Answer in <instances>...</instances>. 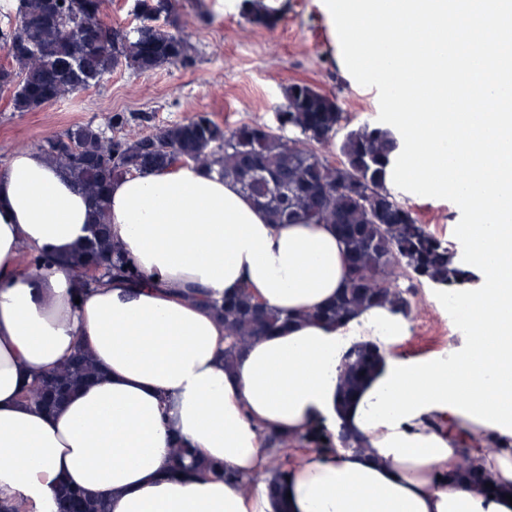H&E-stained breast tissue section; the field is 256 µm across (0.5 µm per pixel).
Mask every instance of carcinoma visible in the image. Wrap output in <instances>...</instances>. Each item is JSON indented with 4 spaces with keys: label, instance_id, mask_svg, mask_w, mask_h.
I'll list each match as a JSON object with an SVG mask.
<instances>
[{
    "label": "carcinoma",
    "instance_id": "1",
    "mask_svg": "<svg viewBox=\"0 0 512 512\" xmlns=\"http://www.w3.org/2000/svg\"><path fill=\"white\" fill-rule=\"evenodd\" d=\"M105 0H19L14 19L0 29V50L8 64L0 77L17 79L12 97L18 112L43 108L76 95L112 75L122 65L142 72L164 65L188 66L191 47L180 36L155 25L168 11L170 0H135L139 25L133 32L112 28L104 14ZM243 11L255 24L275 23L261 0H244ZM288 111L280 124H244L226 129L209 113L198 112L183 123L158 126L138 137L109 136L130 122L149 117L114 112L107 128L79 123L65 137L40 145L85 191L96 213L87 244L70 258L86 288L100 277L138 284L141 274L111 243L105 224L106 194L111 181L148 168L176 162L197 163L239 186L272 224H334L350 266L346 288L335 301L316 312L325 322H339L356 309L391 306L409 317L418 288L460 289L478 276L455 246L439 238L416 213L387 187L402 150L398 131L364 123L348 128L335 96L306 82L288 86ZM346 130L338 146L340 160L331 163L314 146ZM291 130L298 136L288 137ZM224 321L230 361L241 348L268 334L290 316L258 301L247 289L232 299L211 304ZM378 357L372 343L356 344L345 354L340 371L343 399H349ZM96 375L88 355L77 352L56 372L39 376L24 398L50 412L74 388ZM266 448H308L328 455L358 451L362 444L343 428L316 426L288 439L262 433ZM462 465L473 484L484 487L486 475L470 446L462 445ZM203 473L216 480L234 481L242 490L253 478L221 465ZM55 512H107L75 491L59 492Z\"/></svg>",
    "mask_w": 512,
    "mask_h": 512
}]
</instances>
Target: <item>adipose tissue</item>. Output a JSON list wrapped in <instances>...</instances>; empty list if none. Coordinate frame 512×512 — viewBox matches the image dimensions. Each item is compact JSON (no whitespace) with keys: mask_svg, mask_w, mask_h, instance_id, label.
<instances>
[{"mask_svg":"<svg viewBox=\"0 0 512 512\" xmlns=\"http://www.w3.org/2000/svg\"><path fill=\"white\" fill-rule=\"evenodd\" d=\"M93 221L50 158L18 151L0 170V499L12 512H51L63 483L108 512H512V436L437 407L393 430L357 424L405 319L388 306L336 324L307 319L349 276L334 225L268 223L235 183L191 163L143 170L112 182L105 215L141 284L111 278L82 291L68 258ZM27 251L51 265H25ZM244 288L304 318L228 364L224 324L204 301ZM364 342L381 360L342 400V356ZM79 347L97 379L51 412L24 402L34 377ZM319 424L345 427L362 450L294 452L270 491L262 430ZM177 443L198 464L256 476L253 493L179 476ZM465 443L492 490L468 480Z\"/></svg>","mask_w":512,"mask_h":512,"instance_id":"obj_1","label":"adipose tissue"}]
</instances>
